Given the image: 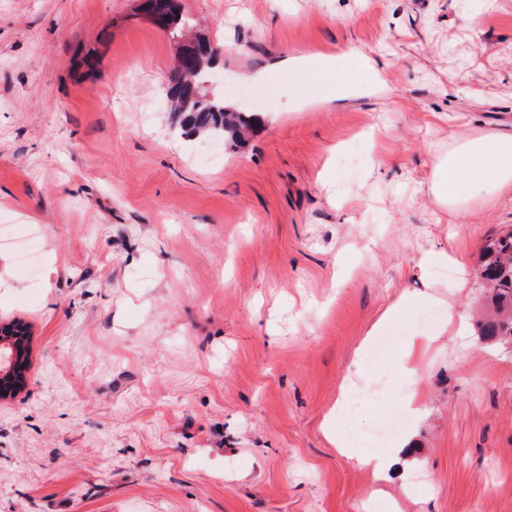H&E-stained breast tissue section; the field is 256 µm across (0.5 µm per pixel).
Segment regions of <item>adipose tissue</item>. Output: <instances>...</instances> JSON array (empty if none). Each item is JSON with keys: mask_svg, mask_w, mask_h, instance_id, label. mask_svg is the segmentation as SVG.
I'll list each match as a JSON object with an SVG mask.
<instances>
[{"mask_svg": "<svg viewBox=\"0 0 512 512\" xmlns=\"http://www.w3.org/2000/svg\"><path fill=\"white\" fill-rule=\"evenodd\" d=\"M291 67L304 71L319 85L325 101L345 95L352 71L369 73L367 92L388 90L384 70L375 59L357 50L308 60L295 58ZM429 190L435 201L454 217L475 202L490 203L512 192V129L451 141L433 164Z\"/></svg>", "mask_w": 512, "mask_h": 512, "instance_id": "ef3b65f1", "label": "adipose tissue"}]
</instances>
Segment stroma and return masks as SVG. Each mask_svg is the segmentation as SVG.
Returning <instances> with one entry per match:
<instances>
[{"mask_svg":"<svg viewBox=\"0 0 512 512\" xmlns=\"http://www.w3.org/2000/svg\"><path fill=\"white\" fill-rule=\"evenodd\" d=\"M139 3L0 0V224L48 258L36 286L0 247V323L31 331L0 512H512V344L474 329L512 195L453 221L428 191L449 137L512 125V0H183L220 51L209 94L260 117L234 147L171 125L176 41ZM350 47L386 96L356 72L308 106L275 65ZM432 250L455 261L424 280ZM346 379L381 391L348 456L325 430ZM388 418L414 452L380 480L357 458Z\"/></svg>","mask_w":512,"mask_h":512,"instance_id":"stroma-1","label":"stroma"}]
</instances>
